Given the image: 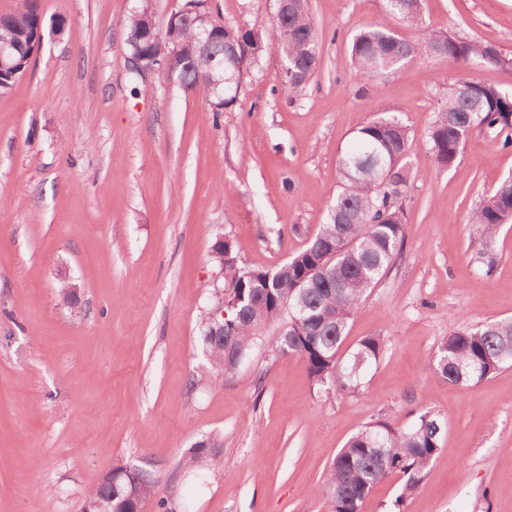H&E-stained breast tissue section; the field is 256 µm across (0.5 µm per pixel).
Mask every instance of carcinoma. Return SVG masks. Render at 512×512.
Wrapping results in <instances>:
<instances>
[{
  "label": "carcinoma",
  "mask_w": 512,
  "mask_h": 512,
  "mask_svg": "<svg viewBox=\"0 0 512 512\" xmlns=\"http://www.w3.org/2000/svg\"><path fill=\"white\" fill-rule=\"evenodd\" d=\"M125 21L127 51L144 52L174 72L179 83L196 91L217 117L237 101L224 94L217 105L215 87L206 69L235 79L242 86L247 69L276 45L289 72L281 91L290 99L301 96L319 66V30L307 2L262 28H246L224 21L212 11L210 0H186L212 14L215 29L200 63L193 17L185 14L158 20L151 0H133ZM387 13L413 27L407 39L390 27L361 28L350 44L355 75L378 81L423 55L446 57L462 65H498L502 55L493 46L452 36L423 22V0H385ZM45 31L39 0H20L17 9L0 16V47L7 46L8 68L0 71V94L8 93L29 70L32 52ZM240 48V66L227 50ZM484 130L512 145V96L494 86L470 82L448 85L445 101L428 129L429 154L440 168L456 162L468 136ZM411 128L395 117L379 116L359 129L352 149L339 157L341 191L308 244L284 263L269 269L240 264L231 239L224 238V298L237 307H224V343L208 333L210 312L202 317V343L211 367L233 375L263 343L274 353L294 354L308 366L315 385L327 392L354 394L362 388L364 370L385 349L382 336H367L347 356L341 354L349 327L367 293L388 274L405 240V197L409 172L404 160ZM383 160L385 167L376 164ZM512 221V179L501 183L472 211L469 224L478 238V255H492L502 225ZM277 333L266 337L270 327ZM512 365V319L471 325L467 322L444 338L428 357L427 367L440 380L467 387ZM444 421L429 411L406 426L386 421L360 426L328 465L319 487L330 512H362L373 488L394 473L405 477L396 505L418 490L441 449ZM222 449L209 439L184 456L181 466L204 471L219 461ZM112 483L90 489L86 499L112 497V512L144 509L157 480L148 469L122 458L112 463Z\"/></svg>",
  "instance_id": "carcinoma-1"
}]
</instances>
